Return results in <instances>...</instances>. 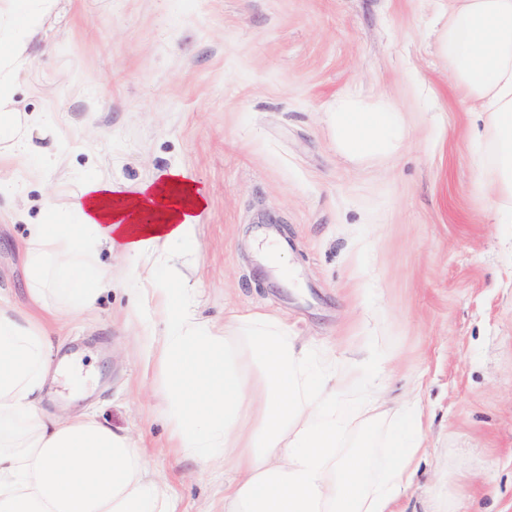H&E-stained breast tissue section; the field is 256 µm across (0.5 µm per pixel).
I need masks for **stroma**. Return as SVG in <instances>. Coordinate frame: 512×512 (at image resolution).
<instances>
[{"mask_svg": "<svg viewBox=\"0 0 512 512\" xmlns=\"http://www.w3.org/2000/svg\"><path fill=\"white\" fill-rule=\"evenodd\" d=\"M448 0H58L15 98L44 113L35 154H0V301L33 311L26 227L86 180L136 188L190 172L208 204L194 244L165 252L180 302L214 330L260 312L368 379L417 396L422 455L400 512H512V223L483 184L477 125L442 57ZM392 101L401 150L351 160L338 99ZM277 238L276 258L262 250ZM112 287L69 312L56 278L41 408L83 414L144 449L178 512H222L224 470L169 446L168 376L139 303L146 260L100 252Z\"/></svg>", "mask_w": 512, "mask_h": 512, "instance_id": "35a3bbf8", "label": "stroma"}]
</instances>
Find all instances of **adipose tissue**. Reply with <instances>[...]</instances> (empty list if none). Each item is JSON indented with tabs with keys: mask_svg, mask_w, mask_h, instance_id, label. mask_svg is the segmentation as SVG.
<instances>
[{
	"mask_svg": "<svg viewBox=\"0 0 512 512\" xmlns=\"http://www.w3.org/2000/svg\"><path fill=\"white\" fill-rule=\"evenodd\" d=\"M57 0H0V146H29L40 116L21 111L15 84L31 45ZM457 87L481 118L475 139L500 210L512 214V0H449L439 36ZM336 145L349 158L392 155L400 145L389 105L371 109L353 98L330 114ZM190 175L170 169L161 182L135 192L93 178L63 212L28 227L31 302L43 298L49 269L67 277V304L93 308L111 286L94 267L99 250L151 256L195 242L203 193L188 191ZM166 270L141 279L163 328L150 348L176 380L163 394L170 443L178 450L219 448L232 473L224 512H394L412 482L419 436L394 435L398 453L379 477L366 453L388 413L379 392L365 393L349 417L337 395L358 387L357 364L340 369L335 356L314 352L279 321L254 315L248 334L239 317L223 333L203 329L176 309ZM48 323L0 303V512H177L158 491L139 447L97 420L43 413L40 398L50 365ZM361 428L362 452L337 455Z\"/></svg>",
	"mask_w": 512,
	"mask_h": 512,
	"instance_id": "ef3b65f1",
	"label": "adipose tissue"
}]
</instances>
